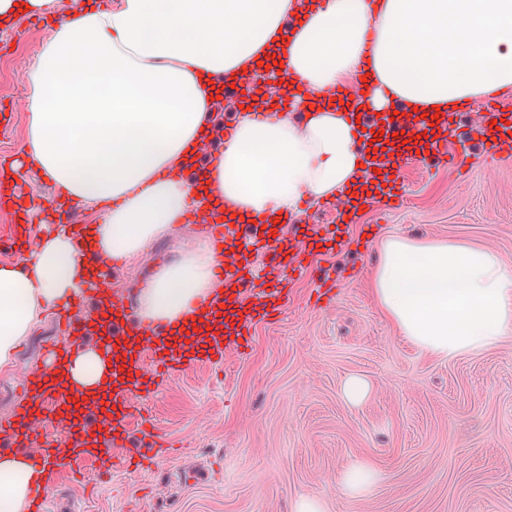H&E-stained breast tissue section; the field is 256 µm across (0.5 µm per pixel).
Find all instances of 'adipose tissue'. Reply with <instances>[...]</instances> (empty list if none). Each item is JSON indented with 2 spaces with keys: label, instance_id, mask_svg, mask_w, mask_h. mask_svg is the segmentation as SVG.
Here are the masks:
<instances>
[{
  "label": "adipose tissue",
  "instance_id": "adipose-tissue-1",
  "mask_svg": "<svg viewBox=\"0 0 512 512\" xmlns=\"http://www.w3.org/2000/svg\"><path fill=\"white\" fill-rule=\"evenodd\" d=\"M277 56L308 81L282 86L302 121L253 102L198 168L225 83ZM363 71L374 81L362 111L401 104L408 120L512 88V0H77L56 15L27 73L19 159L60 187L61 204L103 214L82 233L48 225L24 262L0 264V370L42 318L88 291L95 268L137 257L198 208L266 224L344 188L357 196V135L332 92ZM379 251L373 300L420 351L452 357L512 335V269L489 247L392 234ZM228 266L208 243L157 266L140 320L185 335L188 311L224 297ZM111 365L87 345L47 372L102 401ZM36 488L26 456L0 453V512H30Z\"/></svg>",
  "mask_w": 512,
  "mask_h": 512
}]
</instances>
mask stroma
<instances>
[{
  "mask_svg": "<svg viewBox=\"0 0 512 512\" xmlns=\"http://www.w3.org/2000/svg\"><path fill=\"white\" fill-rule=\"evenodd\" d=\"M46 17L0 27V162L24 142L26 74ZM402 205L377 203L349 225L340 251L314 256L289 282L281 314L257 324L244 353L194 364L143 404L152 430L131 429L125 445L159 434L173 454L147 469L82 478L60 472L49 512H293L296 498L324 512H512V335L480 353L439 358L405 341L370 292L377 244L389 234L462 239L492 248L512 268V162L486 161L468 174L400 162ZM175 234L151 243L109 280L124 308L155 264L193 245ZM333 299L316 303L320 279ZM58 335L55 314L36 326L16 363L0 370V420L19 403L15 378L35 370ZM366 378L368 399L353 405L344 380ZM367 462L379 472L362 495L344 492L342 472Z\"/></svg>",
  "mask_w": 512,
  "mask_h": 512,
  "instance_id": "obj_1",
  "label": "stroma"
}]
</instances>
